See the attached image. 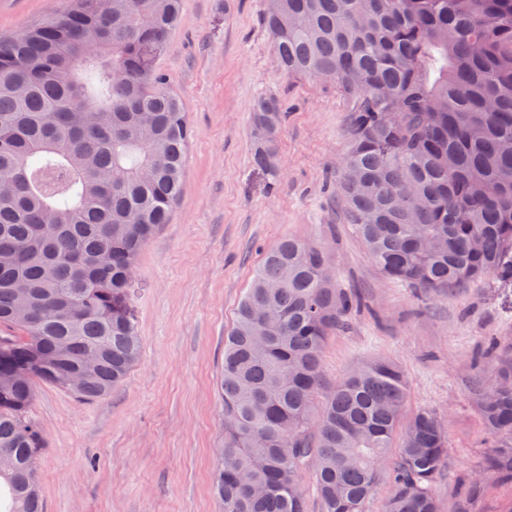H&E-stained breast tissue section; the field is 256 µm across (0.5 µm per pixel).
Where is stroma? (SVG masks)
I'll use <instances>...</instances> for the list:
<instances>
[{
    "mask_svg": "<svg viewBox=\"0 0 512 512\" xmlns=\"http://www.w3.org/2000/svg\"><path fill=\"white\" fill-rule=\"evenodd\" d=\"M69 0H0V34L59 14ZM267 0H183L157 66L193 130L180 203L138 257L137 364L105 398L84 402L39 386L30 419L44 434L37 477L46 512H218L211 483L223 415L224 337L255 268L282 239L327 255L342 291L359 295L323 348L332 382L357 366L396 362L409 411L448 426V465L434 485L456 512L485 478L494 446L477 393L512 344V288L477 283L431 297L383 275L350 224L338 190L350 103L336 84L284 72L263 17ZM261 93L288 109L273 172L251 162L250 111Z\"/></svg>",
    "mask_w": 512,
    "mask_h": 512,
    "instance_id": "stroma-1",
    "label": "stroma"
}]
</instances>
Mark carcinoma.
I'll return each mask as SVG.
<instances>
[{"label":"carcinoma","instance_id":"1","mask_svg":"<svg viewBox=\"0 0 512 512\" xmlns=\"http://www.w3.org/2000/svg\"><path fill=\"white\" fill-rule=\"evenodd\" d=\"M73 0L0 37V512H44L36 387L81 400L134 366L136 258L182 197L192 130L156 62L181 0ZM282 69L336 83L350 103L339 191L381 272L426 295L486 278L512 288V0H268ZM253 165L270 169L281 102L255 99ZM315 245L264 257L224 338L220 512H441L445 420L405 416L393 362L327 384L329 333L356 295ZM487 462L512 479V356L478 391Z\"/></svg>","mask_w":512,"mask_h":512}]
</instances>
